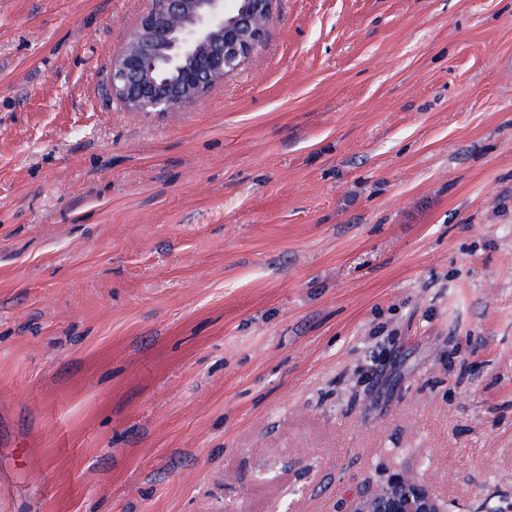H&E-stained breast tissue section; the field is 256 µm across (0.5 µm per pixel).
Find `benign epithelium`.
Here are the masks:
<instances>
[{"instance_id":"7a95c632","label":"benign epithelium","mask_w":512,"mask_h":512,"mask_svg":"<svg viewBox=\"0 0 512 512\" xmlns=\"http://www.w3.org/2000/svg\"><path fill=\"white\" fill-rule=\"evenodd\" d=\"M112 61V96L129 112H179L198 103L265 43L273 0H151ZM163 66L178 73L158 82ZM349 512H445L430 488L395 475L353 499Z\"/></svg>"}]
</instances>
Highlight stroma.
<instances>
[{
	"label": "stroma",
	"instance_id": "obj_1",
	"mask_svg": "<svg viewBox=\"0 0 512 512\" xmlns=\"http://www.w3.org/2000/svg\"><path fill=\"white\" fill-rule=\"evenodd\" d=\"M150 0H0V512H512V0H274L182 112ZM430 488L405 475H395L379 491L353 499L348 512H445Z\"/></svg>",
	"mask_w": 512,
	"mask_h": 512
}]
</instances>
